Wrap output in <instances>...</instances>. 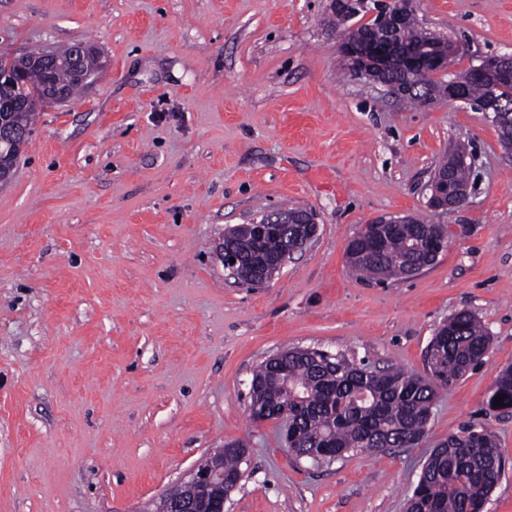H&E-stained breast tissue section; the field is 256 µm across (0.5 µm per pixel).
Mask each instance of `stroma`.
Segmentation results:
<instances>
[{"instance_id": "1", "label": "stroma", "mask_w": 512, "mask_h": 512, "mask_svg": "<svg viewBox=\"0 0 512 512\" xmlns=\"http://www.w3.org/2000/svg\"><path fill=\"white\" fill-rule=\"evenodd\" d=\"M453 47L437 81L512 53V0H415ZM331 0H0V48L96 46L106 67L36 118L0 189V512H136L210 451L248 446L225 512H404L431 451L487 430L512 460V153L484 113L420 107L343 76ZM465 207L427 186L454 145ZM288 205L318 233L265 287L224 273L227 227ZM445 225L408 278L367 281L345 251L382 216ZM490 336L414 448L328 462L252 421V375L288 348L427 375L452 314ZM498 394L505 395L502 400L503 405L494 406L493 401ZM486 405L491 411H505L512 409V367H507L499 372L496 376L495 381L489 391V395L486 399Z\"/></svg>"}]
</instances>
